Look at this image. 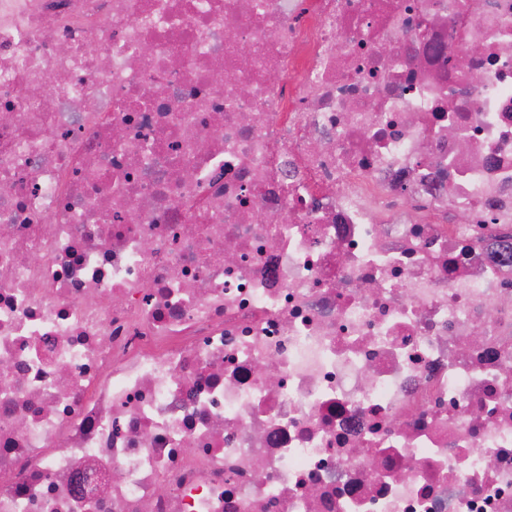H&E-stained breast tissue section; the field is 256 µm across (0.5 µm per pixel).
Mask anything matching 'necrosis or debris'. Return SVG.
I'll return each instance as SVG.
<instances>
[{"instance_id":"obj_1","label":"necrosis or debris","mask_w":512,"mask_h":512,"mask_svg":"<svg viewBox=\"0 0 512 512\" xmlns=\"http://www.w3.org/2000/svg\"><path fill=\"white\" fill-rule=\"evenodd\" d=\"M0 512H512V0H0Z\"/></svg>"}]
</instances>
